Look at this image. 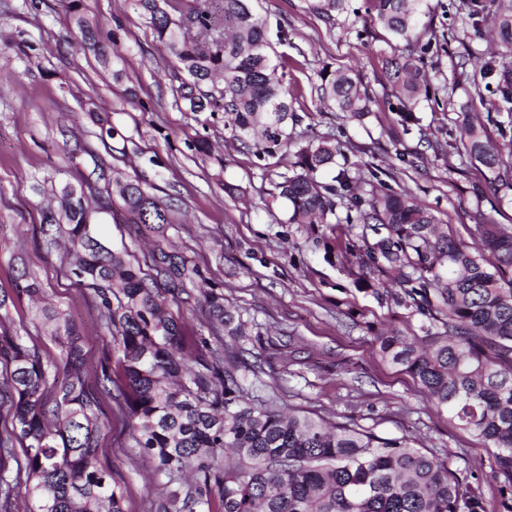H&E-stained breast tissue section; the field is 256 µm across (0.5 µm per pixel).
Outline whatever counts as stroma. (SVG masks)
I'll return each mask as SVG.
<instances>
[{"instance_id": "stroma-1", "label": "stroma", "mask_w": 512, "mask_h": 512, "mask_svg": "<svg viewBox=\"0 0 512 512\" xmlns=\"http://www.w3.org/2000/svg\"><path fill=\"white\" fill-rule=\"evenodd\" d=\"M313 0H255L269 29L288 33L278 53L291 58L286 79L319 84L322 67L344 69L380 91L386 45L380 35L357 38L369 24L363 0L328 27ZM460 0H429L434 29L443 39L427 60L433 84L447 88L445 108L421 107L419 123L404 131L399 117L377 108L363 121L345 120L335 107L308 94L295 102L298 141L329 133L346 143L350 162L377 168L396 189L410 192L455 236L476 239V210L494 211L512 225V191L486 189L476 200L480 169L456 154L437 153L438 141L457 132L464 113L486 112L460 71L480 68L501 47L489 36L496 11L488 0L483 38L462 25ZM102 42L119 54L116 81L76 36L70 0H0V290L21 273L37 277L89 338L91 360L112 339L101 328L91 291L64 288L66 250H45L39 211L57 205L63 186L86 187L97 161L139 179L175 211L166 239L198 264L224 294V303L246 333H214L204 309L188 314L191 330L249 364L241 383L249 397L276 398L284 410L309 411L330 422H353L381 437L406 436L451 469L465 487L479 490L486 512H504L492 478L494 457L471 434L437 412L413 380L375 354L371 331L418 327L419 317L390 296L364 289L348 266L325 259L324 246L344 236V225L290 224L278 196L276 169L237 143L220 112L185 111L177 90L184 74L173 67L166 43L130 0H81ZM111 106L104 119L95 103ZM112 136L102 137V127ZM96 231L113 250L148 266L151 247L137 225L111 211L94 215ZM13 326H26L27 344L43 358L58 355L52 328L23 301ZM125 488L126 512H159L163 483L120 422H113L101 457Z\"/></svg>"}]
</instances>
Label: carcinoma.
<instances>
[{
	"label": "carcinoma",
	"instance_id": "carcinoma-1",
	"mask_svg": "<svg viewBox=\"0 0 512 512\" xmlns=\"http://www.w3.org/2000/svg\"><path fill=\"white\" fill-rule=\"evenodd\" d=\"M172 63L185 73L178 98L188 112H222L233 136L260 160L283 165L276 184L290 224H357L352 239L337 245L366 283L384 277L399 288L394 301L421 316L418 329L372 336L380 360L410 376L448 420L494 449L502 501L512 503V227L476 211L478 240L468 243L438 224L407 191L385 183L376 170L353 171L341 141L330 134L291 151L293 103L304 88L284 81L266 23L253 0H218L185 7L184 0H134ZM373 22L392 49L382 96L344 70L320 71L314 87L348 120H361L379 100H396L404 131L419 122L417 106H440L425 54L436 38L422 22L427 0H367ZM312 9L330 27L348 11V0H316ZM71 10L81 41L98 61L112 49L96 26ZM492 27L506 48L500 59L472 75L495 76L494 94L512 104V4L495 12ZM502 142L491 140L474 119L460 127L450 147L478 163L485 182L512 190V109L487 116ZM343 164H338L337 159ZM339 168L329 182L325 169ZM97 206L118 200L127 218L147 234L164 237L175 223L168 202L138 179L112 171ZM40 211L46 250L67 244L70 285L95 295L112 355L90 366L88 338L68 313L45 303L57 357L43 358L20 331H9L11 310L23 297L44 295L43 283L21 276L12 293H0V512L25 489L30 512H124V487L98 460L108 423L119 412L128 436L165 478L163 512H484L481 499L462 489L458 473L405 436L383 438L355 424L257 405L239 371L248 362L201 336L187 335L172 307L207 310L228 336L244 324L224 306V294L207 283L199 266L166 244L153 253L156 276L114 252L85 223L82 196ZM15 468H9V463Z\"/></svg>",
	"mask_w": 512,
	"mask_h": 512
}]
</instances>
